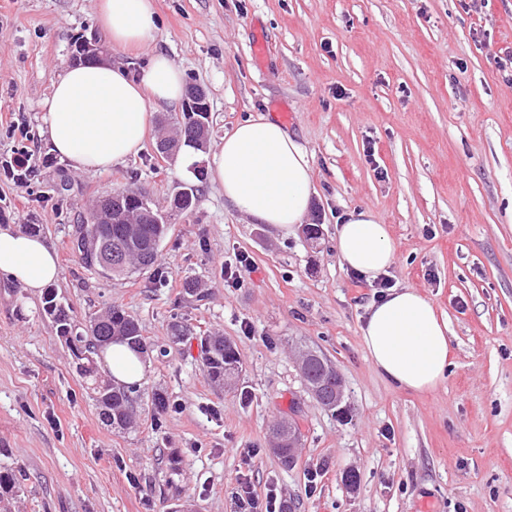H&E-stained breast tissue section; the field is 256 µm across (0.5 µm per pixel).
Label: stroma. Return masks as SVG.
Segmentation results:
<instances>
[{
    "mask_svg": "<svg viewBox=\"0 0 512 512\" xmlns=\"http://www.w3.org/2000/svg\"><path fill=\"white\" fill-rule=\"evenodd\" d=\"M155 2V41L113 50V64L138 75L150 51L173 58L207 92L211 148L247 117L280 121L310 156L307 221L319 237L250 223L183 159L160 160L158 120L176 121L178 107H152L143 151L107 171L53 158L42 102L76 42L107 35L92 0H0V155L17 144L9 123L18 114L31 148L53 159L27 188L0 181L4 225L53 246V291L74 320L113 305L137 318L150 363L134 388L135 424L112 428L43 299L0 279V470L21 484L0 504L236 512L246 477L291 512H512V87L492 58L512 46V0L468 12L458 0ZM184 184L198 200L169 226L162 282L108 279L71 252L72 225L103 192L142 186L165 207ZM353 208L388 225L394 287L419 289L448 322L452 364L433 391L394 390L371 365L361 327L376 290L336 254L337 218ZM230 270L240 287H226ZM189 278L198 295L185 294ZM176 320L191 329L179 343L169 333ZM206 335L237 345L238 389L203 375ZM302 346L341 373L347 415L307 392ZM157 393L168 402L158 412ZM284 417L301 439L289 469L269 442ZM350 472L356 485L344 481Z\"/></svg>",
    "mask_w": 512,
    "mask_h": 512,
    "instance_id": "35a3bbf8",
    "label": "stroma"
}]
</instances>
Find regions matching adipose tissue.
<instances>
[{
    "label": "adipose tissue",
    "instance_id": "adipose-tissue-1",
    "mask_svg": "<svg viewBox=\"0 0 512 512\" xmlns=\"http://www.w3.org/2000/svg\"><path fill=\"white\" fill-rule=\"evenodd\" d=\"M96 17L113 47L142 49L158 30L154 0H94ZM183 71L169 56L154 54L141 76L109 63L66 68L44 100V126L51 150L81 173L108 170L144 148L150 108L178 106ZM210 180L224 199L254 224L289 231L304 223L313 194L306 149L278 122L250 117L225 133L210 166ZM336 253L354 274L374 280L396 260L386 224L369 209L349 210L336 230ZM0 276L38 294L55 283L60 267L46 240L0 229ZM376 372L401 391H429L450 365L448 323L420 290L392 288L375 301L361 328ZM112 381L140 383L148 367L126 344L101 353Z\"/></svg>",
    "mask_w": 512,
    "mask_h": 512
}]
</instances>
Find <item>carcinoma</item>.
<instances>
[{
  "instance_id": "1",
  "label": "carcinoma",
  "mask_w": 512,
  "mask_h": 512,
  "mask_svg": "<svg viewBox=\"0 0 512 512\" xmlns=\"http://www.w3.org/2000/svg\"><path fill=\"white\" fill-rule=\"evenodd\" d=\"M168 230L167 224H139L136 232L132 233L126 224L112 225V243L109 245L112 251L110 277H129L155 269L159 251L153 248V243L166 238ZM45 310L54 316L59 335L74 336L75 342L92 356L107 346L108 341L115 336L125 338L141 351L145 350L140 323L117 307L110 308L105 314L91 319L89 324L82 327L71 321L67 313L58 309L56 296L50 291L45 296ZM202 342L210 352V356L202 361L205 377L225 385L236 384L238 373L229 369L232 363L241 364L235 344L222 336H207ZM81 375L85 378L87 389L91 390L97 407L101 409L103 420L115 428H127L132 420V402L127 391L98 383V371L95 368L85 370ZM304 376L309 382L322 385V405L325 408L332 407L336 393V375L321 363L312 360L304 370Z\"/></svg>"
}]
</instances>
